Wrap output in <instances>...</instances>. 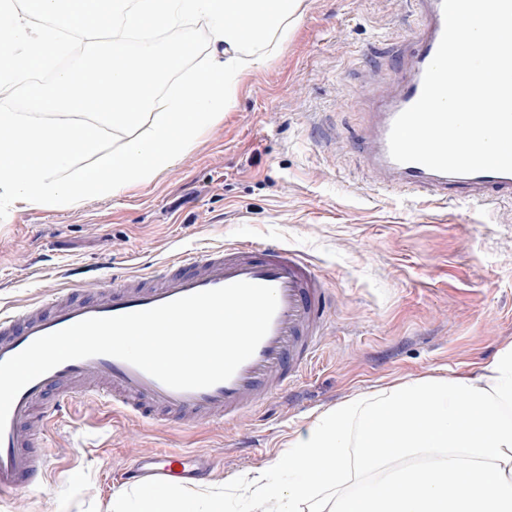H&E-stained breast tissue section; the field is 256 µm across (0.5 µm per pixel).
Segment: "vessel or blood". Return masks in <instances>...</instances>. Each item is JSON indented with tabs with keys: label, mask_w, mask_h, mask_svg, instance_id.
<instances>
[{
	"label": "vessel or blood",
	"mask_w": 512,
	"mask_h": 512,
	"mask_svg": "<svg viewBox=\"0 0 512 512\" xmlns=\"http://www.w3.org/2000/svg\"><path fill=\"white\" fill-rule=\"evenodd\" d=\"M422 24L409 40L408 58L380 112L364 129L360 145L379 175L380 188L399 187L440 201L463 190L469 200L512 199V173L481 171L451 174L419 163H399L389 152L396 117L420 97L424 72L444 29L442 0H415ZM273 287L278 307L269 331L253 356L227 381L197 390H174L119 358L98 355L64 362L27 384L16 396L0 433V498L43 475L40 457L29 454L36 439L31 419L47 425L74 399L90 396L103 405L121 406L158 422L206 417L231 421L292 382L320 346L326 308L323 283L296 253L279 245L227 246L178 254L163 271L114 277L85 296L53 292L44 301L0 316V362L37 338L91 317L147 310L172 300L234 282ZM201 460L192 452L161 451L137 460L133 474L156 482L193 479Z\"/></svg>",
	"instance_id": "1"
}]
</instances>
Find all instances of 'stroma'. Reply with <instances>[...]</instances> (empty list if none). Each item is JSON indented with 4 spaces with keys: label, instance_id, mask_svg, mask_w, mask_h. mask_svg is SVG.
Instances as JSON below:
<instances>
[{
    "label": "stroma",
    "instance_id": "1",
    "mask_svg": "<svg viewBox=\"0 0 512 512\" xmlns=\"http://www.w3.org/2000/svg\"><path fill=\"white\" fill-rule=\"evenodd\" d=\"M410 0H303L302 16L196 144L150 182L0 220V312L184 252L280 244L331 297L319 358L230 423L166 425L77 400L48 424L27 512H105L117 475L161 449L208 457L201 483L278 466L328 410L453 377L512 342V200L444 205L378 191L356 136L417 30Z\"/></svg>",
    "mask_w": 512,
    "mask_h": 512
}]
</instances>
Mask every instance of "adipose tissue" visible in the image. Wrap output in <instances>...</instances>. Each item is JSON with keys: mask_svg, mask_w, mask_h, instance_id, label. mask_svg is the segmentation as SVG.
Listing matches in <instances>:
<instances>
[{"mask_svg": "<svg viewBox=\"0 0 512 512\" xmlns=\"http://www.w3.org/2000/svg\"><path fill=\"white\" fill-rule=\"evenodd\" d=\"M282 465L292 482L249 484L257 512H512V345L452 380L336 407L290 443ZM327 485L335 496L306 508ZM136 494H113L108 512H201L178 484Z\"/></svg>", "mask_w": 512, "mask_h": 512, "instance_id": "ef3b65f1", "label": "adipose tissue"}]
</instances>
